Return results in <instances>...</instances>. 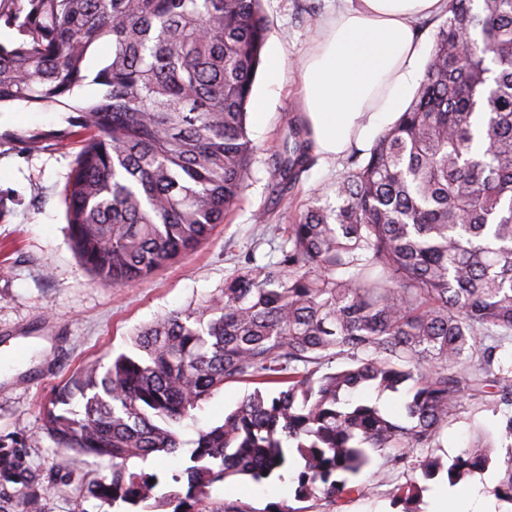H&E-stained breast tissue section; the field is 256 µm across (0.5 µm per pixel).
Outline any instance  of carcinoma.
<instances>
[{
  "label": "carcinoma",
  "instance_id": "cac0c4a2",
  "mask_svg": "<svg viewBox=\"0 0 512 512\" xmlns=\"http://www.w3.org/2000/svg\"><path fill=\"white\" fill-rule=\"evenodd\" d=\"M16 31L0 43V106H63L70 126L32 130L81 149L64 189L73 248L101 283L143 279L208 240L239 201L256 153L247 106L269 25L261 0H0ZM106 46L95 72L88 59ZM91 83L94 97H75ZM294 145L276 192L306 171ZM340 204L310 205L281 231V258L244 259L197 305L132 338L133 352L97 359L42 407L59 449L112 460L88 483L110 508L158 499L159 478L127 466L182 447L174 426L230 382L255 384L224 423L199 431L190 465L171 479L173 512H213L211 487L260 484L299 467L295 499L336 503L373 454L399 468L439 446L467 395L506 408L498 433L477 429L448 467L420 460L419 479L455 486L508 441L495 497L512 504V0H448L424 79L365 159L332 186ZM345 359L338 370L332 363ZM409 386L406 422L344 393ZM55 474L0 435V512H43Z\"/></svg>",
  "mask_w": 512,
  "mask_h": 512
}]
</instances>
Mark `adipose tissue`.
<instances>
[{
  "label": "adipose tissue",
  "mask_w": 512,
  "mask_h": 512,
  "mask_svg": "<svg viewBox=\"0 0 512 512\" xmlns=\"http://www.w3.org/2000/svg\"><path fill=\"white\" fill-rule=\"evenodd\" d=\"M446 0H343L317 26L300 65L299 112L314 150L333 161L401 113L420 76L417 23Z\"/></svg>",
  "instance_id": "ef3b65f1"
}]
</instances>
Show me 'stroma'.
<instances>
[{
	"label": "stroma",
	"instance_id": "obj_1",
	"mask_svg": "<svg viewBox=\"0 0 512 512\" xmlns=\"http://www.w3.org/2000/svg\"><path fill=\"white\" fill-rule=\"evenodd\" d=\"M262 6L271 28L264 49L281 52L286 65L281 84L270 83L263 70L256 76L253 95L266 100L268 115L263 125H247L257 152L242 200L208 242L134 285L113 288L94 279L82 268L70 241L62 192L79 145L46 139L24 148L14 139L37 128L67 127L69 111L21 102L0 109V355L24 352L10 373H0V434L24 435L29 460L43 473L54 472L57 448L41 429L40 409L72 373L105 353L128 350L136 328L223 287L246 254H255L261 264L277 261L279 239L271 226L290 223L296 211L310 204L337 205L329 188L346 167L342 160L329 166L313 161L293 191L292 206H285L274 191L278 158L301 129L297 65L314 31L310 19L325 14L328 0H262ZM252 390L246 383L225 384L177 426L184 442L178 457L161 453L145 463L130 460V467L156 474L160 492H185V484L173 483L171 476L188 460L198 431L221 424ZM500 418L489 398L465 396L442 447L417 449L414 457L432 453L451 464L465 447L471 424L492 430ZM372 468L383 471V478L368 481L366 493L340 509L323 498L296 502L293 483L275 478L260 485L216 484L211 507L213 512L230 505L249 512H277L285 506L300 512H398L392 496L407 481L406 469L385 467L380 457ZM69 469L68 477L48 491L44 512H100L87 485L111 475V461L74 456Z\"/></svg>",
	"mask_w": 512,
	"mask_h": 512
}]
</instances>
